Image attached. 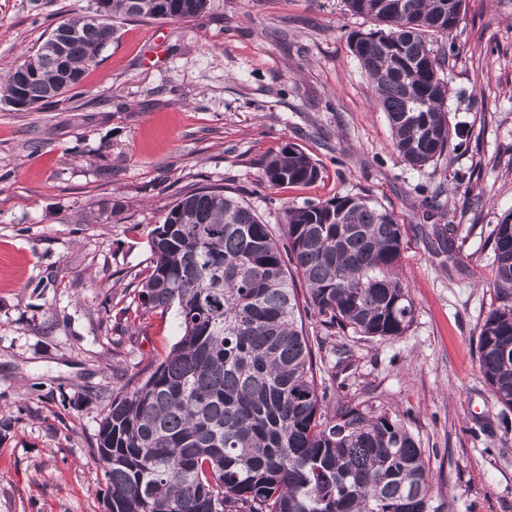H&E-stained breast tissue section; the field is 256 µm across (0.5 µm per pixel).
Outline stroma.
<instances>
[{
    "label": "stroma",
    "instance_id": "stroma-1",
    "mask_svg": "<svg viewBox=\"0 0 512 512\" xmlns=\"http://www.w3.org/2000/svg\"><path fill=\"white\" fill-rule=\"evenodd\" d=\"M92 0H0V73ZM343 0H209L188 21L118 23L72 96L14 112L0 103V512H104L93 446L104 397L145 375L177 339L169 316L141 330L137 276L148 234L179 194L221 184L270 224L282 202L365 195L407 228L404 336L332 347L317 366L340 402L406 422L430 454L447 512H512V410L479 370L494 301L489 235L512 214V0H466L448 36V121L462 148L414 170L349 49L368 30ZM292 144L310 185L271 188L261 163ZM442 208L427 217L424 196ZM452 224L445 267L434 228Z\"/></svg>",
    "mask_w": 512,
    "mask_h": 512
}]
</instances>
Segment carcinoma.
Returning a JSON list of instances; mask_svg holds the SVG:
<instances>
[{"label": "carcinoma", "mask_w": 512, "mask_h": 512, "mask_svg": "<svg viewBox=\"0 0 512 512\" xmlns=\"http://www.w3.org/2000/svg\"><path fill=\"white\" fill-rule=\"evenodd\" d=\"M465 0H344L374 22L349 47L385 112L405 164H436L452 140L441 76L453 47L434 46ZM93 0L70 16L64 59L51 38L0 80V102L40 107L81 84L114 37L112 21L190 20L208 0ZM317 163L287 144L264 180L307 185ZM405 225L365 196L282 206L278 229L222 186L182 193L149 233L152 256L135 292L141 316L172 310L179 339L150 375L109 396L98 461L112 512H442L429 458L397 418L326 404L313 348L339 334L386 341L408 331L413 308L400 274ZM494 305L477 338L480 369L512 408V220L495 225ZM305 287L299 301L290 283ZM317 324L309 335L303 318Z\"/></svg>", "instance_id": "carcinoma-1"}]
</instances>
